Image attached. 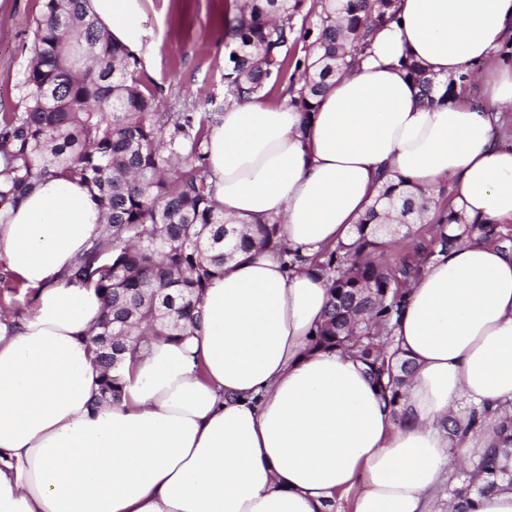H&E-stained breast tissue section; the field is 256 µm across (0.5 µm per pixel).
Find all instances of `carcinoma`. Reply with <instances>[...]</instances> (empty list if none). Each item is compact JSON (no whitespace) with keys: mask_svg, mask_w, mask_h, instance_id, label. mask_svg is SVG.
<instances>
[{"mask_svg":"<svg viewBox=\"0 0 512 512\" xmlns=\"http://www.w3.org/2000/svg\"><path fill=\"white\" fill-rule=\"evenodd\" d=\"M86 0H43L33 31L34 59L18 85L21 107L0 113V224L9 208L45 176L78 181L89 189L104 217L101 236L73 263L68 280L94 286L105 313L93 342L103 368L102 395L118 398V377L109 363L128 348L124 338L145 323L157 336L188 335L200 318L202 296L212 278L240 249L281 248L275 223L229 226L215 199L204 145L217 123L216 112L161 115L156 96L143 83L140 60L111 40ZM396 0H245L226 25L235 47L225 69L229 100L264 98L278 88L291 94L302 112L316 111L333 79L355 69L373 32L395 17ZM308 54L297 57L299 42ZM406 75L428 103L436 79L414 60L401 61ZM433 198L422 190L396 192L383 186L354 224V241L315 261L332 281L331 308L312 337L318 349H341L359 358L372 375L391 372L390 322L403 300L402 289L417 272L410 247L400 264L382 257L390 242L379 238L385 212L399 224H423ZM486 238L510 240L496 225H472ZM0 288L14 296L23 284L0 268ZM112 337V348L102 337ZM389 379L397 404L411 361ZM493 448L475 469L486 475L475 488L469 480L450 490L454 512H472V493L512 487Z\"/></svg>","mask_w":512,"mask_h":512,"instance_id":"1","label":"carcinoma"}]
</instances>
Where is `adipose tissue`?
<instances>
[{"label": "adipose tissue", "instance_id": "adipose-tissue-1", "mask_svg": "<svg viewBox=\"0 0 512 512\" xmlns=\"http://www.w3.org/2000/svg\"><path fill=\"white\" fill-rule=\"evenodd\" d=\"M136 49L141 0H88ZM355 72L316 112L225 106L207 159L239 224L278 220L313 257L348 241L385 181L449 182L470 224L512 223V0H398ZM445 80L494 62L491 99L423 103L399 67ZM89 190L46 177L0 224V261L35 291L0 310V512H445L458 459L512 436V246L472 234L422 259L396 346L414 364L398 408L366 366L311 338L328 280L270 252H239L211 280L202 321L178 341L144 335L119 399L96 404L92 328L104 303L64 275L101 232ZM479 420H472V411Z\"/></svg>", "mask_w": 512, "mask_h": 512}]
</instances>
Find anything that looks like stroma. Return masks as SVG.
I'll list each match as a JSON object with an SVG mask.
<instances>
[{
	"mask_svg": "<svg viewBox=\"0 0 512 512\" xmlns=\"http://www.w3.org/2000/svg\"><path fill=\"white\" fill-rule=\"evenodd\" d=\"M240 0H142L138 57L162 112H220L234 43L225 23ZM42 0H0V113L18 106L17 85L34 59Z\"/></svg>",
	"mask_w": 512,
	"mask_h": 512,
	"instance_id": "obj_1",
	"label": "stroma"
}]
</instances>
